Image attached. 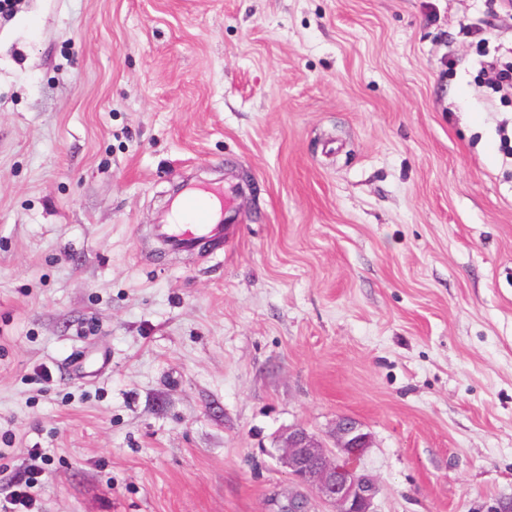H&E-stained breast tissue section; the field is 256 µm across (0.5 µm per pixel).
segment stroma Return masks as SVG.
<instances>
[{
  "mask_svg": "<svg viewBox=\"0 0 512 512\" xmlns=\"http://www.w3.org/2000/svg\"><path fill=\"white\" fill-rule=\"evenodd\" d=\"M501 0H19L0 17V499L276 512V439L366 426L375 512L512 499ZM238 188L224 247L154 226ZM112 354L67 375L78 348ZM485 69L495 74V81L492 89L502 96H512V63L502 64L498 57H492L485 62ZM44 469L32 465L25 472L24 477L15 482V489L4 502H0L1 512H39L37 499L33 496L31 489L36 487L39 478L44 475Z\"/></svg>",
  "mask_w": 512,
  "mask_h": 512,
  "instance_id": "35a3bbf8",
  "label": "stroma"
}]
</instances>
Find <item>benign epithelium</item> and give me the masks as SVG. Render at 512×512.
<instances>
[{
  "instance_id": "1",
  "label": "benign epithelium",
  "mask_w": 512,
  "mask_h": 512,
  "mask_svg": "<svg viewBox=\"0 0 512 512\" xmlns=\"http://www.w3.org/2000/svg\"><path fill=\"white\" fill-rule=\"evenodd\" d=\"M333 447L302 426L288 429L278 440L279 462L303 495H291L279 512H314L323 503L333 512H374L379 492L376 480L358 470V461L372 445L365 426L339 417Z\"/></svg>"
}]
</instances>
